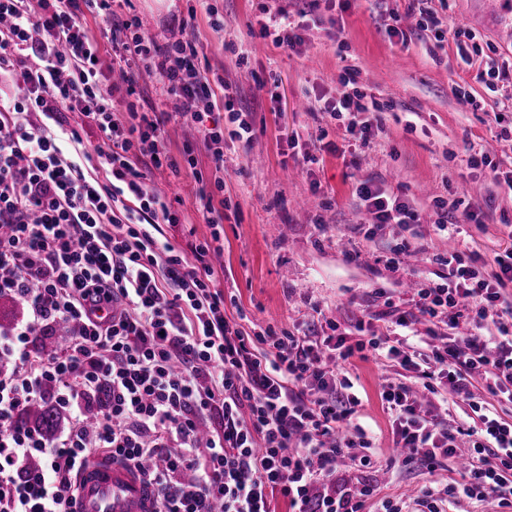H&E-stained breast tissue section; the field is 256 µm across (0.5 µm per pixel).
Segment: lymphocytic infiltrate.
<instances>
[{"instance_id": "1", "label": "lymphocytic infiltrate", "mask_w": 512, "mask_h": 512, "mask_svg": "<svg viewBox=\"0 0 512 512\" xmlns=\"http://www.w3.org/2000/svg\"><path fill=\"white\" fill-rule=\"evenodd\" d=\"M108 0H0V296L22 300L27 313L0 330V512H74L77 479L92 454L138 469L155 493L154 512H273L275 497L291 512H404L399 496L377 497L359 484L336 492L325 484L351 448L356 467L377 460L365 433H343L360 399L337 371L354 356L384 353L410 367L416 353L370 334L316 337L299 330L248 333L225 315L212 241L224 212L202 196L210 241L176 249L160 225L178 223L166 196L147 183L141 156L165 155L163 122L130 110L122 122L106 70L134 94L140 72L158 74L173 115L210 147L216 188H223L224 129L205 114H231L235 137L250 134L223 80L202 75L192 41L159 44L125 23L112 28L113 57L104 65L83 23ZM460 63L494 88L512 76V57L485 54L475 31H448ZM360 93L325 101L347 135L368 144L373 125L359 120ZM103 135L81 150L65 113ZM356 195L375 224L410 226L420 215L367 179ZM491 273L449 253L442 282L420 284L415 311L384 304L396 326L427 323L422 387L385 385L381 400L405 466L433 471L471 437L468 479L420 488L423 512H448L458 498L512 506V423L473 404L478 428L444 427L423 413L448 383L451 399L471 401L480 377L492 396L512 402V249ZM455 337L438 333V325ZM66 334L39 346L57 326ZM61 412L56 436L21 422L33 404Z\"/></svg>"}]
</instances>
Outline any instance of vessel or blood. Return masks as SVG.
I'll return each instance as SVG.
<instances>
[{
    "mask_svg": "<svg viewBox=\"0 0 512 512\" xmlns=\"http://www.w3.org/2000/svg\"><path fill=\"white\" fill-rule=\"evenodd\" d=\"M152 496L137 470L92 459L78 482L76 512H151Z\"/></svg>",
    "mask_w": 512,
    "mask_h": 512,
    "instance_id": "b4317fda",
    "label": "vessel or blood"
}]
</instances>
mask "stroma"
<instances>
[{
	"label": "stroma",
	"mask_w": 512,
	"mask_h": 512,
	"mask_svg": "<svg viewBox=\"0 0 512 512\" xmlns=\"http://www.w3.org/2000/svg\"><path fill=\"white\" fill-rule=\"evenodd\" d=\"M446 25H464L480 34L497 53L512 56V30L491 25L481 0H428ZM217 9L219 26L208 11ZM285 9L291 20L316 12L321 21L304 33L300 51L276 45L260 33L263 9ZM397 11L412 43L402 48L385 29ZM312 0H113L110 15L87 16L104 64H111L112 22L139 25L159 42L192 40L197 66L206 76L224 79L236 108L250 112V141L234 137L228 112L224 125V234L219 242L223 271L218 285L235 295L230 320L246 331L272 328H331L356 336L359 321L372 319L377 334L398 336L400 328L383 321L386 308L374 291L386 289L401 310H411V284L437 282L445 268L438 255L456 250L463 261L480 254L485 262L512 246V192L494 186L485 166H470L472 153L486 154L502 169L512 168V141L486 113L496 102L512 100V76L489 92L457 65L456 46L421 30L418 13L405 0H351L342 25ZM357 70L355 88L381 108L382 134L368 147L344 138L341 122L321 110V97L336 94L341 68ZM465 89L479 110L464 112L454 90ZM169 163L141 157L150 184L178 201L177 226L161 232L175 246L209 238L211 228L196 211L206 182L193 172L175 170L185 146H192L197 169L209 174L211 153L195 130L170 119L164 123ZM196 169V170H197ZM382 182L393 195L417 209L422 246H411L400 266L390 260L408 235L395 224L373 227L356 197L359 181ZM478 215L454 239L436 230V200ZM362 404L356 423L374 434L380 462L369 476L381 495L412 493L423 485L446 482L448 473L391 465L395 454L391 421L381 401L384 381L414 382L413 371L398 363L352 358L345 370Z\"/></svg>",
	"instance_id": "1"
}]
</instances>
